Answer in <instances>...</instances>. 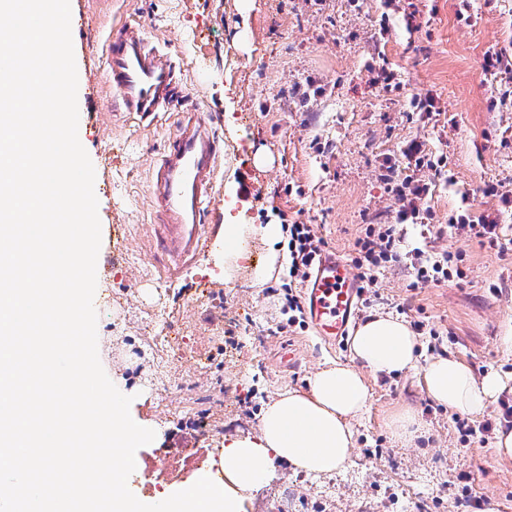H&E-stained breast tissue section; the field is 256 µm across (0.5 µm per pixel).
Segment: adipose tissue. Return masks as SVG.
<instances>
[{
	"mask_svg": "<svg viewBox=\"0 0 512 512\" xmlns=\"http://www.w3.org/2000/svg\"><path fill=\"white\" fill-rule=\"evenodd\" d=\"M416 347L417 339L404 321L370 317L351 339L353 363L318 370L307 391L280 392L265 408L260 435L225 441L220 461L223 484L200 473L180 496L158 493L160 512H242L244 493L265 480L278 462L311 474L347 466L353 446L350 421L369 399L366 374L420 369L428 396L462 414L482 412L501 388L498 377L490 374L476 380L454 357L419 363Z\"/></svg>",
	"mask_w": 512,
	"mask_h": 512,
	"instance_id": "1",
	"label": "adipose tissue"
}]
</instances>
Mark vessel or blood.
Masks as SVG:
<instances>
[{
	"label": "vessel or blood",
	"instance_id": "b4317fda",
	"mask_svg": "<svg viewBox=\"0 0 512 512\" xmlns=\"http://www.w3.org/2000/svg\"><path fill=\"white\" fill-rule=\"evenodd\" d=\"M104 83L126 114L151 122L176 103L175 65L150 45L139 26L114 30L106 40ZM224 150L212 128L185 113L176 137L154 165L147 192L160 222L153 227L163 278L178 277L215 242L205 216L214 196ZM362 281L333 255L323 256L308 278L304 295L310 324L328 343L347 336L361 297Z\"/></svg>",
	"mask_w": 512,
	"mask_h": 512
}]
</instances>
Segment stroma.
<instances>
[{
    "label": "stroma",
    "instance_id": "stroma-1",
    "mask_svg": "<svg viewBox=\"0 0 512 512\" xmlns=\"http://www.w3.org/2000/svg\"><path fill=\"white\" fill-rule=\"evenodd\" d=\"M75 55L102 56L113 25H141L177 64L183 100L141 128L115 107L107 90L78 94V136L95 169L103 236L97 261V341L108 377L132 396L130 409L154 429L158 447L138 449L144 484L176 494L199 472L219 466L225 438L257 436L267 402L284 389L304 391L328 362L351 360L313 329L288 326V252L280 250L263 285L253 282L269 246L252 235L243 270L225 279L216 251L202 253L178 279L156 275L149 247L157 218L147 181L180 115L195 112L224 143L223 171L206 217L224 232V205L241 224H310L324 251L349 260L367 225L387 224L399 203L381 178L384 162L405 165L412 140L448 157V179L433 178L430 227H403L406 248L451 253L448 278L413 285V270L389 263L377 275L378 297L360 320L391 315L424 322L421 360L453 356L475 378L499 374L504 387L471 424L493 431L462 440L456 411L437 404L415 371L368 376L370 397L351 422L352 461L307 474L276 464L247 492L244 512H467L464 489L485 512H512V459L494 450L501 403L512 400V69L492 77L486 52L512 65V0H91ZM415 14L418 31L406 28ZM388 32L379 35L380 21ZM393 70L399 87L372 81L371 68ZM434 96L438 114L413 111ZM498 187L490 195L488 187ZM469 208L499 226L502 246L468 231L438 233L450 212ZM163 311L171 343L167 377L148 324ZM292 346L297 361L280 355ZM408 406L419 431L396 438L389 419ZM197 452L189 470L164 473L160 457L175 445Z\"/></svg>",
    "mask_w": 512,
    "mask_h": 512
}]
</instances>
